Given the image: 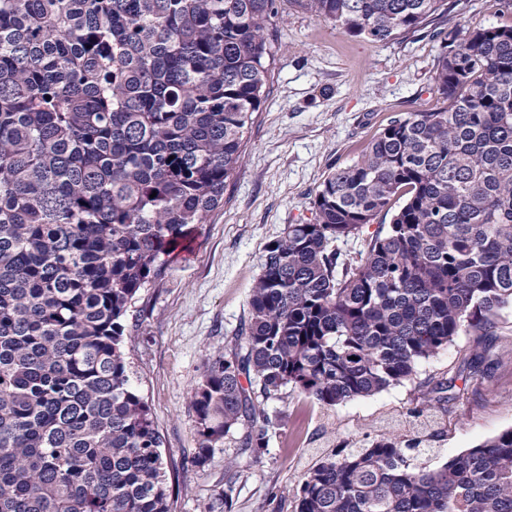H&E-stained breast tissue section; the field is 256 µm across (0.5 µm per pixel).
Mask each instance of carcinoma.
<instances>
[{
    "mask_svg": "<svg viewBox=\"0 0 512 512\" xmlns=\"http://www.w3.org/2000/svg\"><path fill=\"white\" fill-rule=\"evenodd\" d=\"M292 2L374 43L448 11ZM278 15V0H0V512H170L126 317L242 162ZM432 33L443 107L393 118L325 179L314 222L267 243L247 329L192 391L193 464L245 423L242 452L262 453L280 419L260 397L373 396L512 306V25ZM492 368L485 351L468 363L489 384ZM451 387L436 380L406 433L315 463L297 512H512V429L414 464Z\"/></svg>",
    "mask_w": 512,
    "mask_h": 512,
    "instance_id": "obj_1",
    "label": "carcinoma"
}]
</instances>
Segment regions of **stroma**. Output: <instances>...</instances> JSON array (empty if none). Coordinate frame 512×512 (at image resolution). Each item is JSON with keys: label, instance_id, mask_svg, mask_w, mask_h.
<instances>
[{"label": "stroma", "instance_id": "stroma-1", "mask_svg": "<svg viewBox=\"0 0 512 512\" xmlns=\"http://www.w3.org/2000/svg\"><path fill=\"white\" fill-rule=\"evenodd\" d=\"M279 2L270 92L246 134L244 160L188 254L166 256L162 277L140 292L127 316L129 370L162 436L171 512H224L229 480L237 489L233 512H296L310 466L344 442L372 439L374 421L406 414L440 377L453 382L444 436L423 466L438 468L512 428L509 307L489 335L461 333L410 379L374 396L323 407L284 389L264 404L283 422L270 430L260 456L239 450L238 427L205 466L193 464L198 420L191 392L207 360L247 322L266 244L284 225L312 222L311 201L328 174L356 161L393 117L442 106L433 84L440 48L430 29L373 43ZM511 23L498 0H448L444 18L449 29ZM486 347L498 361L490 384L465 368Z\"/></svg>", "mask_w": 512, "mask_h": 512}]
</instances>
